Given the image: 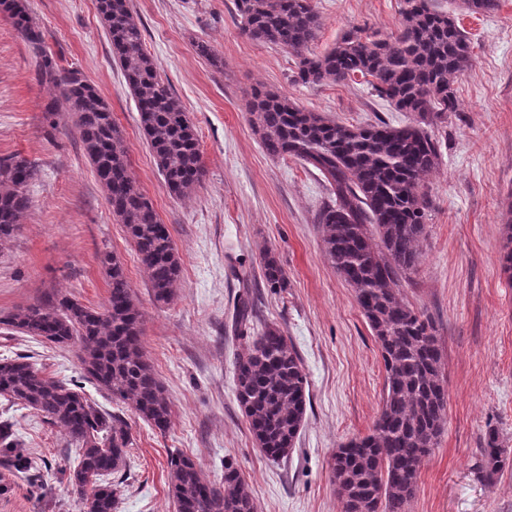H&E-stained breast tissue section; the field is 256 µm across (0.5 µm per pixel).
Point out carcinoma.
<instances>
[{
  "label": "carcinoma",
  "mask_w": 512,
  "mask_h": 512,
  "mask_svg": "<svg viewBox=\"0 0 512 512\" xmlns=\"http://www.w3.org/2000/svg\"><path fill=\"white\" fill-rule=\"evenodd\" d=\"M404 3L397 33L364 38L349 31L316 52L312 44L320 20L312 0H235L251 38L279 45L298 59L301 83L338 84L360 77L376 96L413 115L411 123L399 127L382 121L346 125L264 87L254 89L246 104L248 121L268 155L295 158L328 183L332 200L319 215L324 254L353 290L384 364L386 394L372 432L342 444V459L332 466L343 512H406L448 410L436 328L404 300L403 288L422 259L430 208L426 178L441 163L433 129L456 111L455 84L472 65L473 53L468 33L451 12L436 9L432 0ZM458 7L490 14L500 0H458ZM0 14L35 50L36 81L61 93L44 105L47 127L57 130V118L68 113L112 214L148 274L153 301L170 303L181 273L179 257L152 201L129 176L128 147L110 103L79 70L46 50L27 0H0ZM98 14L166 189L178 198L191 195L205 170L189 113L147 52L130 0H98ZM37 174L35 162L25 157L0 158V243L20 229ZM102 264L109 277L103 310L52 294L1 318L0 324L42 342L75 346L83 378L165 431L172 421L171 401L146 357L134 292L112 253H104ZM501 267L512 281L511 223ZM262 276L273 291L285 287V273L269 251L263 255ZM235 327L247 339L233 364L235 399L256 447L268 457L285 459L305 421L308 382L301 358L278 325L254 320L246 297L237 301ZM0 397L11 408L31 409L62 427L76 448L68 480L85 496L87 512H116L121 485L110 477L125 470L130 444L120 416L101 410L79 382L48 376L24 355L0 358ZM0 447L4 465L23 474L31 487L42 488L43 474L13 453L19 440L7 418L0 420ZM483 458L489 472L500 467L501 448L493 433ZM167 468L176 512H257L231 460L224 461L218 484L183 453L170 455Z\"/></svg>",
  "instance_id": "cac0c4a2"
}]
</instances>
